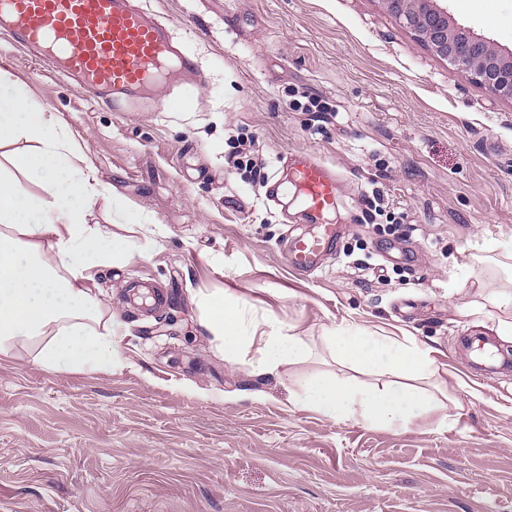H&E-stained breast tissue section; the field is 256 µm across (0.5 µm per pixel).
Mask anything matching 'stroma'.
Listing matches in <instances>:
<instances>
[{"label":"stroma","instance_id":"obj_1","mask_svg":"<svg viewBox=\"0 0 512 512\" xmlns=\"http://www.w3.org/2000/svg\"><path fill=\"white\" fill-rule=\"evenodd\" d=\"M195 73L125 111L87 99L0 41L34 104L65 123L103 180L90 224L134 246L99 269L121 325L108 370L51 372L36 350L0 356V512H512V372L474 377L461 331L501 349L498 313L471 271L512 279V99L462 78L381 0H149ZM451 23L512 53V0H447ZM335 115L319 121L300 93ZM253 136L269 178L300 151L340 180L336 253L311 276L282 250L310 232L293 188L279 201L226 164ZM388 206L372 217V188ZM295 327L316 346L283 379L226 361L203 302ZM352 320L434 351L417 380L430 422L405 431L337 422L288 403L309 375L386 383L336 362L323 338ZM462 411H455V404ZM447 426H439L440 418Z\"/></svg>","mask_w":512,"mask_h":512}]
</instances>
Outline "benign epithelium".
Wrapping results in <instances>:
<instances>
[{
    "label": "benign epithelium",
    "mask_w": 512,
    "mask_h": 512,
    "mask_svg": "<svg viewBox=\"0 0 512 512\" xmlns=\"http://www.w3.org/2000/svg\"><path fill=\"white\" fill-rule=\"evenodd\" d=\"M388 12L461 75L512 99V56L490 41L450 29L440 0H381Z\"/></svg>",
    "instance_id": "benign-epithelium-1"
}]
</instances>
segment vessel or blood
Returning <instances> with one entry per match:
<instances>
[{"instance_id":"1","label":"vessel or blood","mask_w":512,"mask_h":512,"mask_svg":"<svg viewBox=\"0 0 512 512\" xmlns=\"http://www.w3.org/2000/svg\"><path fill=\"white\" fill-rule=\"evenodd\" d=\"M0 30L11 45L37 54L75 88L113 107L149 94L169 69L198 68L173 42L169 24L134 0H0ZM289 167L315 230L286 245L285 260L292 272L305 275L336 247V227L324 218L336 208L338 177L305 156L291 158ZM458 347L472 355L471 367L481 377L512 368V355L487 351L483 337L464 334Z\"/></svg>"}]
</instances>
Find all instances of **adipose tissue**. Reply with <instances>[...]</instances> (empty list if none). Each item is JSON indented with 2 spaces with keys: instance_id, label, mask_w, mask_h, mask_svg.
I'll return each mask as SVG.
<instances>
[{
  "instance_id": "1",
  "label": "adipose tissue",
  "mask_w": 512,
  "mask_h": 512,
  "mask_svg": "<svg viewBox=\"0 0 512 512\" xmlns=\"http://www.w3.org/2000/svg\"><path fill=\"white\" fill-rule=\"evenodd\" d=\"M12 175L0 173V355L17 345L35 348L36 362L54 372L111 366L118 323L103 320L93 269L126 260L128 241L105 236L87 217L110 183L76 148L53 113L29 104L15 74L0 67V148ZM42 180L51 196L26 191L20 177ZM208 328L230 362L249 359L261 374L310 359L308 340L272 322L245 327L242 309L215 297L205 301ZM336 360L369 373L402 376V383L358 388L336 378H309L298 410L340 422L405 429L434 409L425 391L408 386L431 373V349L408 347L390 336L340 322L326 336Z\"/></svg>"
}]
</instances>
